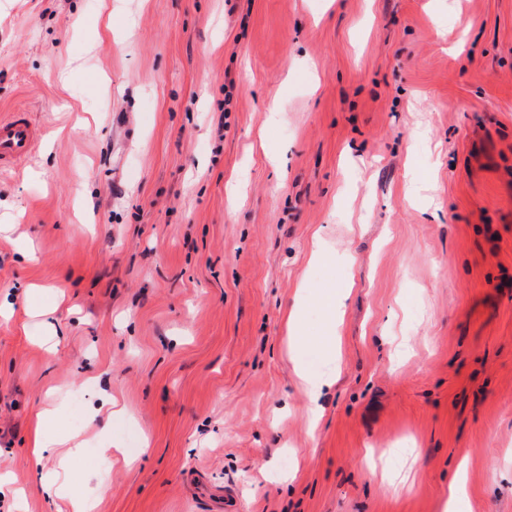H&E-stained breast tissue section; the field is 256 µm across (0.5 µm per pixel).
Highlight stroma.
<instances>
[{
    "mask_svg": "<svg viewBox=\"0 0 512 512\" xmlns=\"http://www.w3.org/2000/svg\"><path fill=\"white\" fill-rule=\"evenodd\" d=\"M18 109L0 512H442L461 462L512 512V0H0ZM341 289L313 425L286 312L319 369ZM49 407L82 448L46 485ZM39 131L27 112L0 117V170L18 169L34 155ZM345 299V292L336 297V291L328 296L327 300V325L325 327L326 335L323 336L325 346V360L327 370L321 373H314L307 368L303 361L292 354V360L295 362L296 373L301 380L302 386L311 403L310 420L314 422L320 414L319 400L323 395L325 388L331 386L336 377V366L340 361V353L336 352V315L340 314ZM52 412L44 411L37 414V423L35 435L30 448V456L36 465H40L43 460L48 458L58 448L62 441L46 432L44 420L51 415Z\"/></svg>",
    "mask_w": 512,
    "mask_h": 512,
    "instance_id": "obj_1",
    "label": "stroma"
}]
</instances>
